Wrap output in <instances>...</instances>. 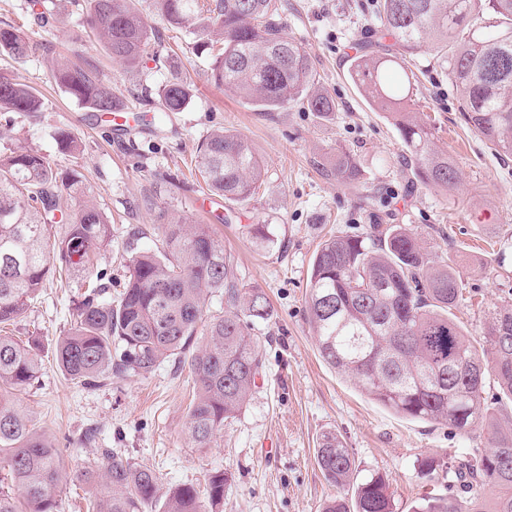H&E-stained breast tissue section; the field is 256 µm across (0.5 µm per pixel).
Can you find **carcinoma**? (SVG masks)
<instances>
[{"label": "carcinoma", "instance_id": "cac0c4a2", "mask_svg": "<svg viewBox=\"0 0 512 512\" xmlns=\"http://www.w3.org/2000/svg\"><path fill=\"white\" fill-rule=\"evenodd\" d=\"M176 29L200 18L218 39L199 48L212 56L210 79L252 105L270 112L300 101L321 115L336 102L318 85L312 62L284 34L278 0H154ZM26 12L41 27L56 22L42 0H26ZM87 25L112 60L140 62L154 32L132 0H89ZM379 40H394L406 54L427 41L459 93L461 114L499 154L512 155V0H379ZM37 50L21 27L0 22V53L23 60ZM398 61L366 49L354 59L350 77L367 102L399 127L420 182L454 189L451 157L430 147L431 130L405 112L409 80H388ZM57 83L76 103L110 115L120 104L92 62L60 60ZM193 90L175 78L159 91L163 112H182ZM43 111L27 85L0 75V112ZM199 174L207 190L230 202L255 195L265 171L249 142L224 129L211 132L199 148ZM330 174L351 186L359 182L356 158L343 150L328 160ZM84 193L77 172L57 171L28 150L0 157V325H10L60 271L82 277L85 291L68 335L54 350L56 367L70 380L94 385L115 376L144 377L164 363L188 364L196 389L187 416L193 448H208L224 424L249 401L263 367L255 326L274 309L267 295L237 276L230 254L208 224H190L178 212L158 215L161 244L129 257L123 290L112 299L106 274L94 269L111 242V224L94 205L65 214L63 194ZM310 323L322 359L382 406L417 421L446 423L469 433L486 432L489 448L448 466L450 483L465 495L429 494L413 512H512V426H502L485 407V381L493 375L499 394L512 401V306L494 311L483 342L452 317L463 286L445 262H434L418 236L404 224H372L356 236L321 242L307 283ZM218 294L224 308L206 313L207 297ZM40 344L0 333V512H60L67 488L63 449L37 432L13 392L31 385L43 370ZM316 461L325 479L343 488L353 479L349 449L324 433ZM76 478L97 479L110 488L93 512H205L194 486L181 484L160 494L155 469L104 449ZM229 477H209L212 507L224 503ZM491 484L488 501L478 488ZM322 512H395L389 483L375 474L354 488L351 500H328Z\"/></svg>", "mask_w": 512, "mask_h": 512}]
</instances>
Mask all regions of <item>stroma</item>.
<instances>
[{
  "mask_svg": "<svg viewBox=\"0 0 512 512\" xmlns=\"http://www.w3.org/2000/svg\"><path fill=\"white\" fill-rule=\"evenodd\" d=\"M287 37L311 59L319 84L336 102L327 119L290 104L253 111L209 78L210 58L195 36L174 30L153 0L136 7L161 38L133 67L113 62L86 25V15L59 0L53 26L30 24L24 0H0V20L21 26L39 49L18 61L0 55V73L33 88L43 101L37 114L0 112V156L27 149L58 170L85 178L84 197H63L62 210L93 203L112 226V243L100 251L99 270L120 293L127 276V245L155 249L160 210L209 224L224 241L237 273L269 297L275 316L257 325L264 363L243 410L209 448L190 447L187 414L193 396L189 367L164 364L144 378H112L78 386L53 362L56 341L74 322L79 282L53 281L9 331L42 345L44 370L15 397L36 428L64 447L67 473L81 470L104 448L121 449L154 468L162 489L179 484L205 492L217 471L230 482L217 512H321L339 490L315 460L321 435L335 433L349 448L358 478L386 477L395 512H411L420 498L448 491V462L484 451L482 431L461 434L395 413L328 366L309 323L307 278L318 244L332 235H360L372 222L404 224L417 233L430 260H445L465 286L457 321L482 338L496 307L512 302V158L488 148L461 118L458 93L431 47L403 59L414 94L413 116L432 128L433 146L458 169L452 192L412 179L396 126L369 107L349 77L353 57L374 39V0H280ZM88 60L128 106L129 133L118 137L108 118L81 110L53 78L56 58ZM195 85L192 104L169 115L158 111V91L172 76ZM226 129L247 139L265 181L240 205L211 196L192 177L199 145ZM78 144L62 151L58 131ZM354 153L358 184L345 186L323 169L336 149ZM255 224L271 225L274 242L253 238ZM438 463L434 474L420 466Z\"/></svg>",
  "mask_w": 512,
  "mask_h": 512,
  "instance_id": "35a3bbf8",
  "label": "stroma"
}]
</instances>
